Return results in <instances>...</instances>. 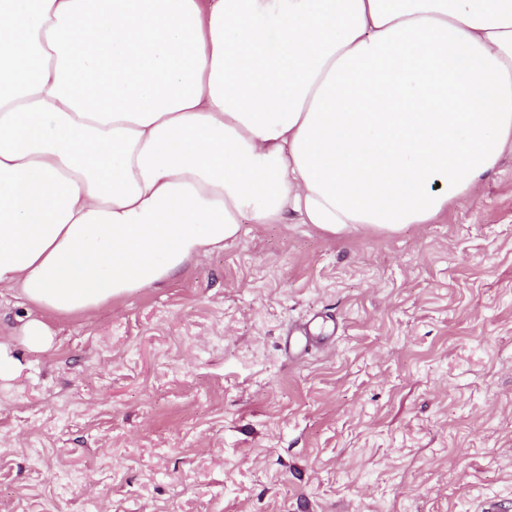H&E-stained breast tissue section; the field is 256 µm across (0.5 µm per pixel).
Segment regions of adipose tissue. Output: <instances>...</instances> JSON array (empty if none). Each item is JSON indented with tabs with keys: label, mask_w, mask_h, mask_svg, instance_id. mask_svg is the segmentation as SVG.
Returning <instances> with one entry per match:
<instances>
[{
	"label": "adipose tissue",
	"mask_w": 512,
	"mask_h": 512,
	"mask_svg": "<svg viewBox=\"0 0 512 512\" xmlns=\"http://www.w3.org/2000/svg\"><path fill=\"white\" fill-rule=\"evenodd\" d=\"M512 151V0H0V291L88 313L245 224H430Z\"/></svg>",
	"instance_id": "adipose-tissue-1"
}]
</instances>
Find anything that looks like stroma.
<instances>
[{
    "label": "stroma",
    "instance_id": "1",
    "mask_svg": "<svg viewBox=\"0 0 512 512\" xmlns=\"http://www.w3.org/2000/svg\"><path fill=\"white\" fill-rule=\"evenodd\" d=\"M33 315L0 295V512H512V154L436 223L246 224L50 347ZM23 336L31 343L45 345L52 340L48 325L38 317L27 321L22 328Z\"/></svg>",
    "mask_w": 512,
    "mask_h": 512
}]
</instances>
